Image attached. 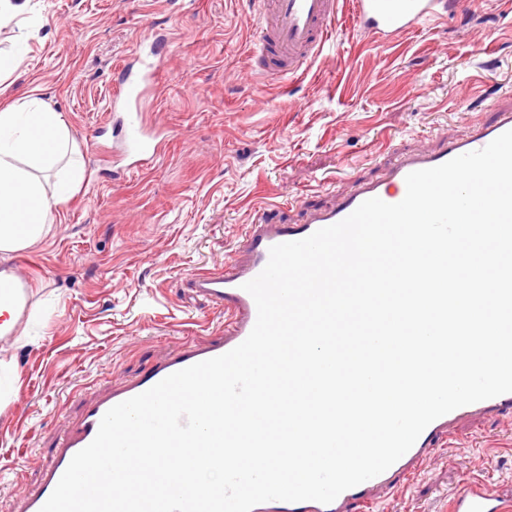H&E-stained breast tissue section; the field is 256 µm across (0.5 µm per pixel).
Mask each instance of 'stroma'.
<instances>
[{"label": "stroma", "instance_id": "1", "mask_svg": "<svg viewBox=\"0 0 512 512\" xmlns=\"http://www.w3.org/2000/svg\"><path fill=\"white\" fill-rule=\"evenodd\" d=\"M254 14V0H27L0 26V51L26 46L0 80V105L35 96L62 113L86 170L48 235L0 260L29 276L0 338V362L17 370L0 402V512H21L90 398L225 335L223 309L194 279L243 260L249 224L305 223L383 178L400 152L437 148L490 105H512V0H477L386 41L343 10L332 44L274 81L254 70ZM150 32L166 60L145 113L166 137L154 165L117 177L112 138L95 129L118 68ZM470 478L512 502L511 420L459 422L369 512H449Z\"/></svg>", "mask_w": 512, "mask_h": 512}]
</instances>
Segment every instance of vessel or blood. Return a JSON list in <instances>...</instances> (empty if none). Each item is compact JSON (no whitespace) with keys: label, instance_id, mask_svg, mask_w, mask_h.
I'll return each mask as SVG.
<instances>
[{"label":"vessel or blood","instance_id":"vessel-or-blood-1","mask_svg":"<svg viewBox=\"0 0 512 512\" xmlns=\"http://www.w3.org/2000/svg\"><path fill=\"white\" fill-rule=\"evenodd\" d=\"M259 6L257 36L258 71L268 79H281L298 72L320 54L339 22V0H256ZM441 0H352L355 20L376 39H385L435 20ZM155 36L140 40L135 54H152L138 71L120 72L112 105L120 113L112 125V153L136 167L156 160L162 148V133L151 128L141 102L163 59L157 54ZM512 130V107H496L491 121H478L460 138L449 140L436 151L413 150L402 154L385 179L360 184L340 194L335 204L315 210L307 223L273 226L251 225L247 234V257L230 271L195 279L198 292L223 307L229 315L227 336L203 346H185L170 354L146 376L90 400L78 427L61 443L45 469L37 491L28 499L25 512H40L73 456L94 439L104 414L114 405L134 397L168 375L193 364L220 356L241 344L257 318L256 304L243 288L266 266L272 246L304 239L315 231L349 216L362 202L380 198L400 202L406 194V176L414 171L439 166L459 155L487 146L502 133ZM512 415V393L459 407L434 420L411 449L382 474L342 492L332 503L268 501L253 512H361L363 506L404 488L406 478L448 440L449 429L468 417ZM451 512H512L488 483L476 482L458 488L451 500Z\"/></svg>","mask_w":512,"mask_h":512}]
</instances>
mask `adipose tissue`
Segmentation results:
<instances>
[{"instance_id":"obj_1","label":"adipose tissue","mask_w":512,"mask_h":512,"mask_svg":"<svg viewBox=\"0 0 512 512\" xmlns=\"http://www.w3.org/2000/svg\"><path fill=\"white\" fill-rule=\"evenodd\" d=\"M69 132L62 113L35 97L0 108V256L25 250L45 237L51 220L85 179L83 164H68L53 187L40 172L68 151ZM26 160L27 169L17 167Z\"/></svg>"}]
</instances>
